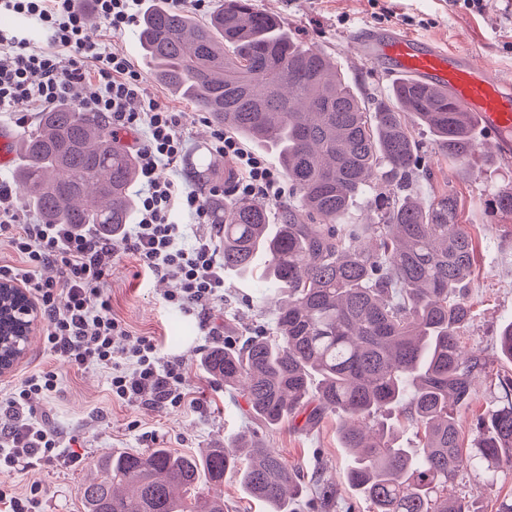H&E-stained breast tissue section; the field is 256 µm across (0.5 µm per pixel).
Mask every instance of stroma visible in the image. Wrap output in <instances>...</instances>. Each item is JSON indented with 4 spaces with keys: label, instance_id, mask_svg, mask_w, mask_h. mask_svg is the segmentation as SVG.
I'll list each match as a JSON object with an SVG mask.
<instances>
[{
    "label": "stroma",
    "instance_id": "stroma-1",
    "mask_svg": "<svg viewBox=\"0 0 512 512\" xmlns=\"http://www.w3.org/2000/svg\"><path fill=\"white\" fill-rule=\"evenodd\" d=\"M264 11L278 15L296 39L329 55L342 72L351 76L360 97L374 104L392 82L384 68L364 61L356 33L371 28L380 33L411 35L434 46L472 54L512 85V0H486L481 11H471L455 0H254ZM147 93L173 110L189 113L185 129L187 154L212 146L214 128L199 106L181 101L155 81L145 83ZM430 175L417 179L414 194L427 202L443 191L458 199V222L474 238L475 286L473 317L462 339L464 351L482 357L487 372L476 387L472 403L459 409L456 418L462 437H470L479 415L493 396L494 379L512 373L495 349L500 327L512 320V215L493 213L489 200L500 186L512 185V157L476 153L466 167L450 164L433 151L429 133L417 129ZM112 258V312L136 336H153L161 343V361L182 365L183 384L193 405L154 407L140 402L113 400L105 369H75L51 353L42 335L32 337L25 356L14 369L0 375V391H9L30 371L46 369L59 377V390L37 403L36 416L45 418L73 454L64 462L37 461L27 468L0 473V484L17 494L31 485L42 489L41 512H81L80 489L86 474L103 452L125 448L139 452L169 448L196 452L243 433L247 409L243 397L225 391L222 382L200 365L205 351L222 344V337L205 335L199 318L167 305L168 284L145 274L127 251L123 239L108 240ZM257 285L233 276L224 278V304L214 311L217 325L230 322L239 336L251 335L255 325L272 326L273 315L255 297ZM262 440L274 448L304 480L327 472L337 484L340 499L355 502L358 512H368L364 502L345 481L349 458L341 448L335 418L323 419L314 428L284 423L261 431ZM471 512H496L499 501L512 494V480L484 488L470 456H463L454 485Z\"/></svg>",
    "mask_w": 512,
    "mask_h": 512
}]
</instances>
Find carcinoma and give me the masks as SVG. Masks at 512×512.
Listing matches in <instances>:
<instances>
[{
  "mask_svg": "<svg viewBox=\"0 0 512 512\" xmlns=\"http://www.w3.org/2000/svg\"><path fill=\"white\" fill-rule=\"evenodd\" d=\"M137 40L152 79L212 125L274 151L298 203L280 207L272 228L267 207L205 194L224 268L287 295L273 309L274 331L259 328L241 344L226 336L202 358L245 398L247 432L195 454L114 449L81 488L84 512H224L227 478L268 512H356L338 503L330 479L305 488L255 438L300 415L306 427L338 418L348 483L369 512H471L448 488L461 462L454 411L474 399L485 370L461 347L475 245L454 193L426 205L410 197L421 156L404 121L428 129L438 153L462 167L477 148L468 114L409 78L367 108L327 54L252 0H223L204 22L157 4ZM17 157L21 199L41 223L94 224L113 238L133 220L137 164L100 115L68 102L50 108L18 139ZM189 177L224 179L202 149ZM360 203L374 223L352 216ZM497 346L512 363V320ZM494 388L470 444L491 487L512 477V374L497 375ZM408 426L421 434L418 450L397 443Z\"/></svg>",
  "mask_w": 512,
  "mask_h": 512,
  "instance_id": "obj_1",
  "label": "carcinoma"
}]
</instances>
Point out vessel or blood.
<instances>
[{"label": "vessel or blood", "mask_w": 512, "mask_h": 512, "mask_svg": "<svg viewBox=\"0 0 512 512\" xmlns=\"http://www.w3.org/2000/svg\"><path fill=\"white\" fill-rule=\"evenodd\" d=\"M361 51L366 61L385 65L390 75L416 78L448 93L497 150L512 149V88L471 55L405 35L362 40Z\"/></svg>", "instance_id": "obj_1"}]
</instances>
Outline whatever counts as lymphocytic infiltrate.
Segmentation results:
<instances>
[{"label":"lymphocytic infiltrate","mask_w":512,"mask_h":512,"mask_svg":"<svg viewBox=\"0 0 512 512\" xmlns=\"http://www.w3.org/2000/svg\"><path fill=\"white\" fill-rule=\"evenodd\" d=\"M104 36L92 35L74 0H0V13L25 16L48 35L38 46L0 29V112L26 100L46 109L78 93L80 106L100 113L113 134L144 130L135 148L141 176L135 222L125 235L139 267L172 281L165 302L198 313L208 335H220L212 313L224 302V265L210 239L185 245L177 217L209 221L203 197L174 176L186 151L188 115L160 105L145 93V76L133 57L115 47V38L136 22L143 0H92ZM216 151L236 171L232 193L285 204L288 185L279 170L238 138L218 131ZM18 191L0 180V236L8 235L15 261H0V280L22 284L33 293L45 322L44 343L70 365L108 369L110 390L119 401H145L178 407L187 400L181 366L164 364L156 341L140 336L125 350L128 367L115 360L114 343L126 335L112 313L107 293L111 261L96 231L65 224H39L17 204ZM57 267L54 280L39 279L42 267ZM58 390L55 372L34 370L0 398V470L35 460L61 459L57 431L33 414L34 399Z\"/></svg>","instance_id":"lymphocytic-infiltrate-1"}]
</instances>
